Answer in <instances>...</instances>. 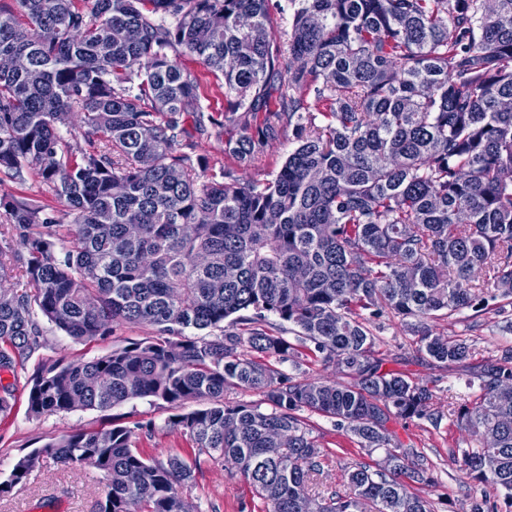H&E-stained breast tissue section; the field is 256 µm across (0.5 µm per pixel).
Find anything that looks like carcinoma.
<instances>
[{
    "label": "carcinoma",
    "instance_id": "cac0c4a2",
    "mask_svg": "<svg viewBox=\"0 0 512 512\" xmlns=\"http://www.w3.org/2000/svg\"><path fill=\"white\" fill-rule=\"evenodd\" d=\"M78 2L0 5V55L28 60L0 72V169L21 180L38 167L74 236L59 249L43 207L10 205L26 254L0 241V372L42 345L41 318L75 340L146 324L145 341L42 368L28 412L162 400L182 409L168 426L194 455L147 456L123 426L71 431L17 458L0 494L51 460L100 472L99 512H197L177 486L232 456L265 512H435L422 494L435 466L388 424L441 416L426 384L382 370L369 325L390 312L432 361L456 364L472 346L427 321L512 304V0H288L286 31L270 0ZM186 54L224 79L219 116ZM75 110L100 137L78 154L58 131ZM257 112L268 116L253 132ZM187 117L239 127L224 142L239 166L287 133L293 148L270 179L242 184L227 169L219 181L173 154ZM310 344L351 382L293 381L271 364L298 363ZM475 378L481 394L458 422L499 440L458 462L504 505L476 498L471 512H512V350ZM235 389L262 399L230 405ZM304 411L384 450L387 469L357 464L351 496L312 492L321 446Z\"/></svg>",
    "mask_w": 512,
    "mask_h": 512
}]
</instances>
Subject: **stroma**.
Instances as JSON below:
<instances>
[{
	"instance_id": "obj_1",
	"label": "stroma",
	"mask_w": 512,
	"mask_h": 512,
	"mask_svg": "<svg viewBox=\"0 0 512 512\" xmlns=\"http://www.w3.org/2000/svg\"><path fill=\"white\" fill-rule=\"evenodd\" d=\"M236 127L218 130L205 127L191 130L189 137L179 138L174 154L189 155L196 164H204L208 173L217 174L235 168L241 182L263 180L274 175L287 156L291 144L281 140L258 155L246 167H234L224 153L225 139L235 136ZM28 200L43 206L53 215L60 236H67L72 221L67 208L42 181L37 171H29L24 179H16L0 171V223L6 222V204ZM512 319V309L502 313L490 309L471 321L462 312L449 319L433 320L429 329L436 336H458L474 348L472 359L457 365L430 362L418 350L415 336L403 332L398 318L384 315L373 323L376 336L374 354L382 359L387 370L405 372L427 383L433 393V407L442 417L439 425L424 419H408L394 423L393 428L408 448L424 453L435 465L438 483L428 496L437 512H470L473 498L485 495L502 500L503 490L490 484H479L461 471L452 453L455 450H475L477 441L457 425L462 404L479 395L480 389L472 380L473 367L482 360L501 355L512 349V332L506 331V319ZM44 345L17 368L16 375L0 376V382L14 384L16 399L9 413H0V481L7 478L15 459L23 453L42 446L51 439L73 430L99 431L115 426L137 428L136 441L147 455L163 458L179 453L191 454V444L180 431L169 427L174 409L160 400L136 398L111 410L76 409L67 413H49L40 417L29 414L26 400L28 379L44 364L88 361L112 349L149 338L151 329L143 324L114 322L112 333L104 338L74 341L49 322H42ZM323 451V470L317 478L316 489L322 494L351 495L353 488L348 472L355 464H376L384 457L383 450L373 452L357 446L350 434L337 429L333 419L311 416ZM179 493L195 504L199 512H264L262 500L234 465L224 461L204 464L192 482L180 487ZM104 497L99 473L81 464L62 466L51 464L34 470L26 484L16 486L0 497V512H98Z\"/></svg>"
}]
</instances>
